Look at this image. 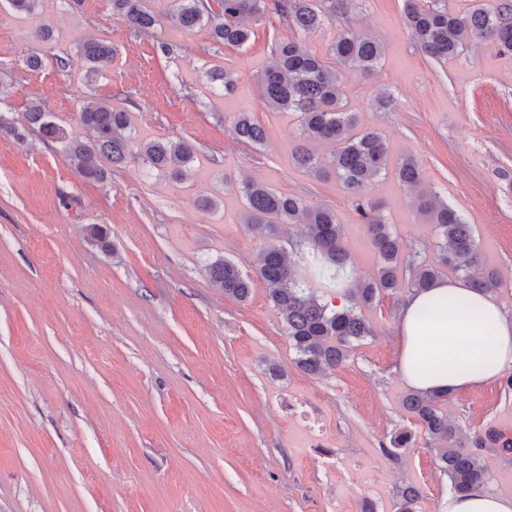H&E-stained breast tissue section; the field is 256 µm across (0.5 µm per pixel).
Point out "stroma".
<instances>
[{
    "instance_id": "1",
    "label": "stroma",
    "mask_w": 512,
    "mask_h": 512,
    "mask_svg": "<svg viewBox=\"0 0 512 512\" xmlns=\"http://www.w3.org/2000/svg\"><path fill=\"white\" fill-rule=\"evenodd\" d=\"M146 5L165 20L151 34L130 30L111 0H41L24 19L0 7L1 113L20 122L36 104L81 138L77 112L105 100L127 112L134 143L196 150L180 181L131 157L88 183L37 131L23 143L0 133V512H398L408 484L420 492L415 512H444L450 481L394 370L402 294L365 308L373 336L311 376L262 283L241 302L208 275L220 258L253 274L268 242L265 227L242 222L246 181L332 209L356 276L377 268L339 179L293 164L296 114L260 97L289 29L268 12L249 21L248 42L224 46L208 27L168 24L173 0ZM402 13L403 0H358L345 16L386 52L372 73L348 75L343 100L382 136L390 163L415 158L423 189L471 224L512 319V57L480 40L449 60L426 57ZM45 26L54 40L37 38ZM87 37L115 49L111 70L93 79L76 62ZM162 40L172 56L158 51ZM31 55L41 68L25 65ZM214 67L233 73V92L210 93ZM242 112L264 128L263 146L237 139ZM366 194L383 203L405 257L437 261L441 239L394 172ZM203 197L217 208L200 209ZM91 224L107 228L111 250L88 239ZM442 409L465 436L512 438L502 381L451 395ZM402 431L412 443L393 449ZM479 455L486 491L512 495V454Z\"/></svg>"
}]
</instances>
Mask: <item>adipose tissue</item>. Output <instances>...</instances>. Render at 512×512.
<instances>
[{"mask_svg": "<svg viewBox=\"0 0 512 512\" xmlns=\"http://www.w3.org/2000/svg\"><path fill=\"white\" fill-rule=\"evenodd\" d=\"M511 369L512 319L490 294L450 279L405 294L396 371L410 388L452 395Z\"/></svg>", "mask_w": 512, "mask_h": 512, "instance_id": "adipose-tissue-1", "label": "adipose tissue"}]
</instances>
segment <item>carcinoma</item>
<instances>
[{"label":"carcinoma","mask_w":512,"mask_h":512,"mask_svg":"<svg viewBox=\"0 0 512 512\" xmlns=\"http://www.w3.org/2000/svg\"><path fill=\"white\" fill-rule=\"evenodd\" d=\"M321 2L323 0H220L221 11L215 13L207 0H174L170 15L172 23L180 30L188 33L207 25L215 42L230 46L245 44L251 33L245 20H257L268 10L279 14L286 26L297 32L293 37L276 42L260 80V95L269 108L298 115L301 142L292 149L294 164L317 179L326 177V167H332L351 197L379 261L375 276L358 280L350 270L343 227L334 212L324 207H310L300 197L276 193L255 182L245 183L244 223L266 224L274 237L261 250L256 279L265 285L272 308L285 324L288 341L297 354L296 366L309 375L338 368L356 343L373 335L361 308L372 305L383 292L426 288L448 269L486 293L500 286L494 271H485L479 277L470 275L472 267L480 262L471 226L437 195L419 189V168L412 158L397 163L396 174L402 185L416 190L419 214L434 225L444 244L436 266L401 258L400 243L384 219L382 203L365 194L368 184L387 170L385 142L375 131L358 130L357 117L345 109L342 98L346 72L373 70L383 57L385 47L373 36L359 35L345 28L329 47L336 65L327 64L301 43L298 33L313 32L326 22L347 14L353 0H331L325 11L319 8ZM403 2L404 24L425 56L437 60L454 58L467 48L473 37L491 40L502 54L512 55V0H498L493 8L485 7L483 0H474L464 13L449 10L448 0ZM112 9L136 32L148 33L162 26L161 19L143 9L141 0H112ZM113 58L112 44L102 40H88L79 48V62L90 77L109 70ZM207 76L213 91L219 95L235 88L233 75L224 69H212ZM25 119L26 123L22 124L0 115V133L22 141L29 127L36 128L44 139L61 145L69 164L89 182L107 179L108 171L102 160L117 165L133 153L144 164L178 180L183 178L185 167L195 156L194 147L185 140L150 141L131 148V139L123 135L129 127L128 113L110 103L100 102L78 112V121L87 134L84 140L71 138L50 113L37 105L28 109ZM234 132L238 139L251 145H261L266 139L263 127L245 113L236 117ZM311 141L336 144L330 162H324L308 148ZM279 224H303L306 231L297 238H288L285 246L275 241L279 237ZM302 260L309 261L318 278L327 285L337 288L353 285L348 291L350 305L339 311L330 310L313 291L299 284L296 268ZM209 275L224 289L226 296L239 301L248 299L253 278L242 274L230 260L213 262ZM446 399L445 395L413 390L405 395L404 406L437 450L440 469L448 475L454 491L469 494L484 487L487 474L479 456L468 449V438L442 411L441 405ZM474 443L497 444L503 451L512 453V440L492 430L475 437ZM399 497L400 512H414L419 491L407 485L400 489Z\"/></svg>","instance_id":"obj_1"}]
</instances>
